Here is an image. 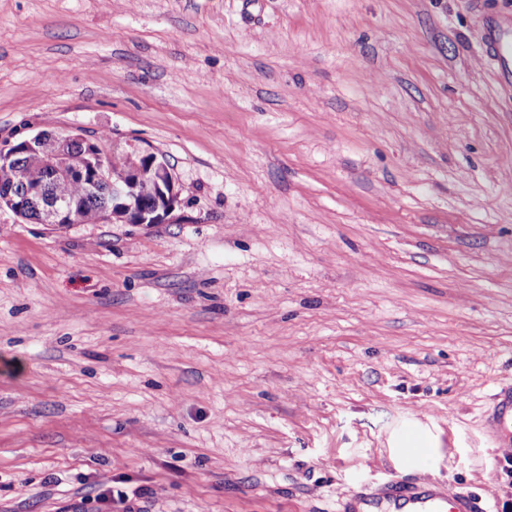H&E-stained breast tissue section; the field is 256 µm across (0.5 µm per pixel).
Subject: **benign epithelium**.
<instances>
[{
    "label": "benign epithelium",
    "instance_id": "1",
    "mask_svg": "<svg viewBox=\"0 0 512 512\" xmlns=\"http://www.w3.org/2000/svg\"><path fill=\"white\" fill-rule=\"evenodd\" d=\"M81 142L75 155L68 144ZM19 155L39 160L50 179L77 178L105 197L93 219L83 216L78 199H61L47 193L45 183L20 191L0 187V209H9L24 221L69 224H163L180 203L174 169L162 154L137 148L126 153V167L114 172L98 143L73 131L39 132L15 144L0 146V169L9 168Z\"/></svg>",
    "mask_w": 512,
    "mask_h": 512
}]
</instances>
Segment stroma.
I'll list each match as a JSON object with an SVG mask.
<instances>
[{
    "label": "stroma",
    "mask_w": 512,
    "mask_h": 512,
    "mask_svg": "<svg viewBox=\"0 0 512 512\" xmlns=\"http://www.w3.org/2000/svg\"><path fill=\"white\" fill-rule=\"evenodd\" d=\"M512 0H0V145L153 148L166 224L0 209V512L512 502ZM486 42L495 57L502 78L512 80V26L494 24L487 32ZM491 425L495 433L507 432V439L503 440L500 448L503 450V459L508 464L503 467L508 477H511V459L512 458V390H504L495 395V407L492 415ZM388 485L393 491L391 512H496L494 505L485 503L471 493L448 492L424 483L415 490L406 487L401 477L392 478Z\"/></svg>",
    "instance_id": "obj_1"
}]
</instances>
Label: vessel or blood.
I'll list each match as a JSON object with an SVG mask.
<instances>
[{
  "label": "vessel or blood",
  "mask_w": 512,
  "mask_h": 512,
  "mask_svg": "<svg viewBox=\"0 0 512 512\" xmlns=\"http://www.w3.org/2000/svg\"><path fill=\"white\" fill-rule=\"evenodd\" d=\"M489 51L495 57L503 79L512 78V26L492 25L486 37ZM495 432L505 433L502 441L504 458H512V390L496 394L491 420ZM393 491V512H496L493 504L465 492H445L423 484L420 488L406 487L403 478L389 482Z\"/></svg>",
  "instance_id": "1"
}]
</instances>
